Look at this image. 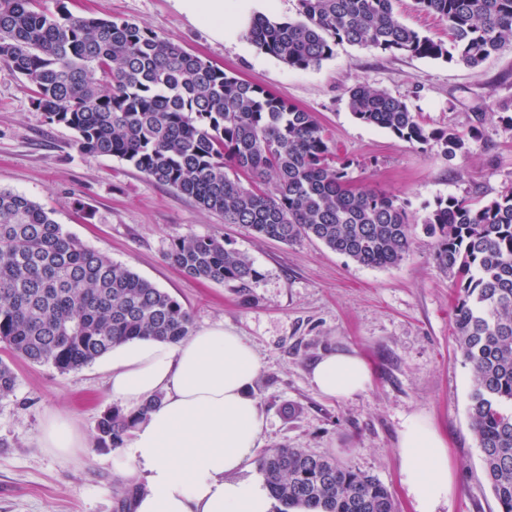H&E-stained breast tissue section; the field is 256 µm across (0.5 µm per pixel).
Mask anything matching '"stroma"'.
<instances>
[{
    "instance_id": "obj_1",
    "label": "stroma",
    "mask_w": 512,
    "mask_h": 512,
    "mask_svg": "<svg viewBox=\"0 0 512 512\" xmlns=\"http://www.w3.org/2000/svg\"><path fill=\"white\" fill-rule=\"evenodd\" d=\"M76 15L121 17L180 41L188 52L314 114L350 185L382 189L421 221L438 198L483 203L512 189V131L494 112L512 106V41L482 64L391 55L343 43L319 67L298 70L258 50L247 35L215 41L173 0H65ZM408 27L437 41L448 26L414 0H396ZM406 100L431 128L480 137L467 155L446 157L356 120L347 91L358 84ZM0 190L25 194L87 246L171 294L194 331L215 324L254 349L261 369L250 391L266 419L258 448H304L382 481L413 512L400 483L399 432L422 415L448 442L457 488L440 512H498L483 479L468 416L472 376L457 351L454 286L434 260V241L417 231L397 265H359L314 239L284 244L225 223L172 188L148 180L115 157H89L74 132L49 122L24 79L0 65ZM213 235L248 256L256 278L247 290L185 276L166 259L186 235ZM356 351L372 385L346 400L326 398L310 369L330 351ZM107 361L66 374L48 364L13 363L17 386L0 400V512H113V455L88 450L63 461L39 447L46 410L72 416L94 437L112 407Z\"/></svg>"
}]
</instances>
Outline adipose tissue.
<instances>
[{
	"label": "adipose tissue",
	"instance_id": "1",
	"mask_svg": "<svg viewBox=\"0 0 512 512\" xmlns=\"http://www.w3.org/2000/svg\"><path fill=\"white\" fill-rule=\"evenodd\" d=\"M179 12L213 39L233 37L250 25L257 6L275 0H174ZM259 359L241 336L217 324L172 345L141 339L112 350L107 388L136 408L156 404L137 423L114 468L140 484L134 512H271L265 483L250 474L266 422L250 386ZM320 394L347 399L368 390L370 370L351 352H332L310 374ZM38 443L69 460L88 442L68 415L49 413ZM400 476L414 512H439L454 489L445 440L427 420L407 416L399 440Z\"/></svg>",
	"mask_w": 512,
	"mask_h": 512
}]
</instances>
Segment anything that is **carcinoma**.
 Here are the masks:
<instances>
[{"instance_id":"cac0c4a2","label":"carcinoma","mask_w":512,"mask_h":512,"mask_svg":"<svg viewBox=\"0 0 512 512\" xmlns=\"http://www.w3.org/2000/svg\"><path fill=\"white\" fill-rule=\"evenodd\" d=\"M394 0H298L297 21L254 17L252 43L300 70L337 45L481 64L512 40V0H416L448 25V42L403 24ZM0 64L32 87L49 122L75 132L88 156L123 160L149 180L255 235L324 243L366 267L399 263L416 224L397 196L350 187L331 140L312 113L186 51L178 40L124 19L77 16L63 0H0ZM348 106L359 121L450 158L477 141L429 128L407 102L358 85ZM434 259L458 288L454 333L472 373L468 414L481 468L499 512H512V189L483 204L440 199L423 219ZM186 276L245 289L253 264L215 236L188 235L167 253ZM190 313L168 292L66 232L27 197L0 190V344L11 354L79 370L123 342L190 336ZM17 377L0 361V399ZM153 401L104 411L95 448L123 446ZM278 512H400L377 478L306 452L276 448L257 460ZM137 487L114 488V512H131Z\"/></svg>"}]
</instances>
